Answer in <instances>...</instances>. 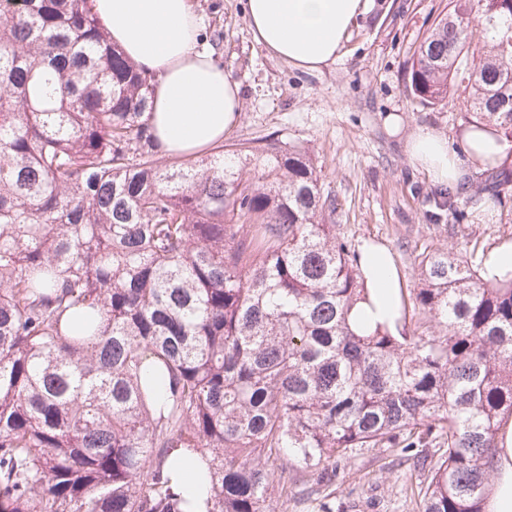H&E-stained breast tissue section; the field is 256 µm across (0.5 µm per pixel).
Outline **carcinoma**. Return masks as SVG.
Returning <instances> with one entry per match:
<instances>
[{
	"label": "carcinoma",
	"instance_id": "obj_1",
	"mask_svg": "<svg viewBox=\"0 0 512 512\" xmlns=\"http://www.w3.org/2000/svg\"><path fill=\"white\" fill-rule=\"evenodd\" d=\"M480 36L482 47H473ZM512 0H449L407 79L512 139ZM154 77L90 0H0V512H183L170 452L210 458L208 512H269L288 461L438 448L422 512H487L512 420V270L420 254L359 333L361 253L308 148L172 162ZM512 171L474 189L501 201Z\"/></svg>",
	"mask_w": 512,
	"mask_h": 512
}]
</instances>
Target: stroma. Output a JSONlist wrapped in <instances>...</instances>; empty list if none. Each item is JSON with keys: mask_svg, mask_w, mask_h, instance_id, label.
Instances as JSON below:
<instances>
[{"mask_svg": "<svg viewBox=\"0 0 512 512\" xmlns=\"http://www.w3.org/2000/svg\"><path fill=\"white\" fill-rule=\"evenodd\" d=\"M203 46L216 53L243 90L245 110L225 144L279 138L308 146L323 189L336 199V221L352 247L383 243L395 256L405 289L417 286L419 255L430 249H492L512 241V192L494 223L483 203L455 220L437 206L438 185L405 151L408 135L428 126L459 139L462 101L427 107L414 100L406 66L448 0H368L341 57L318 73L270 57L253 38L245 0H193ZM401 117L391 134L387 114ZM422 448H357L317 485L310 473H288L293 492L272 498L270 512H421L429 474Z\"/></svg>", "mask_w": 512, "mask_h": 512, "instance_id": "stroma-1", "label": "stroma"}]
</instances>
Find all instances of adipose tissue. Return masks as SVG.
<instances>
[{
	"mask_svg": "<svg viewBox=\"0 0 512 512\" xmlns=\"http://www.w3.org/2000/svg\"><path fill=\"white\" fill-rule=\"evenodd\" d=\"M366 0H246L254 40L292 67L316 72L336 62ZM93 9L113 43L145 70L157 85L150 123L168 155L200 152L230 134L244 109L240 84L212 52L200 48V15L192 0H93ZM460 148L427 126L407 141L410 159L441 186L456 185L464 168H486L512 161V139L494 127H468ZM361 269L371 287L372 306L354 312L356 325L385 322L400 302L401 282L394 259L384 247L361 248ZM171 482L189 501L188 512H208V492L200 474L208 462L187 448L172 451ZM501 474L490 494V512H512V426L493 457Z\"/></svg>",
	"mask_w": 512,
	"mask_h": 512,
	"instance_id": "adipose-tissue-1",
	"label": "adipose tissue"
}]
</instances>
